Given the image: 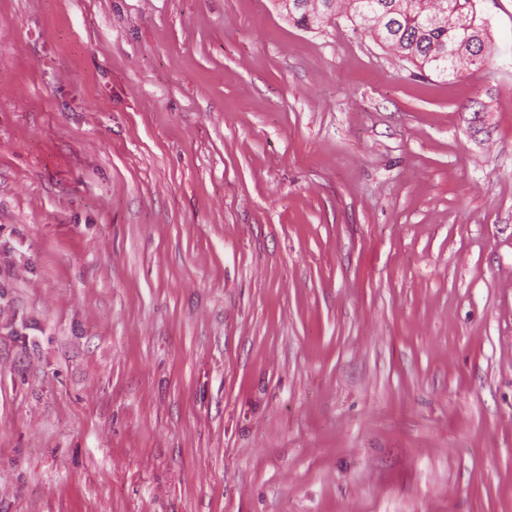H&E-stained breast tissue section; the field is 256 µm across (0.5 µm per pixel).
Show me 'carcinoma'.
I'll list each match as a JSON object with an SVG mask.
<instances>
[{
  "mask_svg": "<svg viewBox=\"0 0 512 512\" xmlns=\"http://www.w3.org/2000/svg\"><path fill=\"white\" fill-rule=\"evenodd\" d=\"M301 0H279V11L303 29L332 24L331 10L315 19L300 7ZM445 19L434 22L421 0H338L355 29L381 47L412 63L420 71L459 77L492 61L493 45L478 0H443Z\"/></svg>",
  "mask_w": 512,
  "mask_h": 512,
  "instance_id": "carcinoma-1",
  "label": "carcinoma"
}]
</instances>
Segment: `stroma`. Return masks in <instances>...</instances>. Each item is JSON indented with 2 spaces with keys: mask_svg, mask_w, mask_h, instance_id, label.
I'll return each instance as SVG.
<instances>
[{
  "mask_svg": "<svg viewBox=\"0 0 512 512\" xmlns=\"http://www.w3.org/2000/svg\"><path fill=\"white\" fill-rule=\"evenodd\" d=\"M479 6L422 79L274 0H0V512H512ZM301 2V0H279L277 6L288 20L303 29H318L333 24L331 10L326 8L321 19H314L305 8L300 7Z\"/></svg>",
  "mask_w": 512,
  "mask_h": 512,
  "instance_id": "obj_1",
  "label": "stroma"
}]
</instances>
